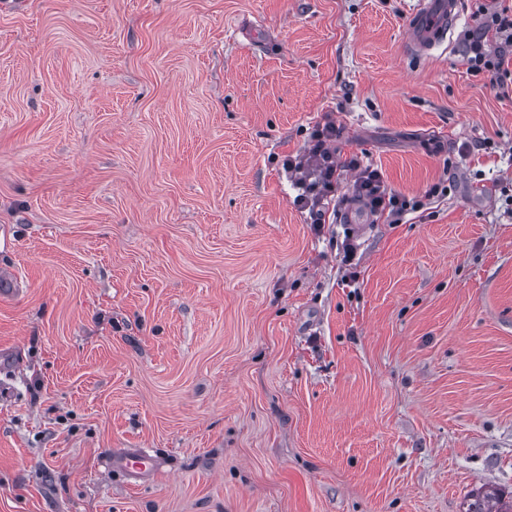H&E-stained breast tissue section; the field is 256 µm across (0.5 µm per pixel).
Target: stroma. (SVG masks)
<instances>
[{
    "mask_svg": "<svg viewBox=\"0 0 512 512\" xmlns=\"http://www.w3.org/2000/svg\"><path fill=\"white\" fill-rule=\"evenodd\" d=\"M418 0L0 9V512H460L512 492V52ZM426 212L309 224L280 161ZM358 245L343 280L346 234ZM116 448L164 462L133 484ZM457 0H424L410 16L408 51L428 53L447 39L457 25L460 13ZM492 6L475 3L472 13L473 25L463 31V41L467 47L466 61L468 70L477 76L488 73L498 78L503 72L506 49L512 48V9L500 7L492 10ZM493 32L495 39H500L497 50L489 49L488 35ZM338 127L332 121L316 125L310 132L302 152L286 155L282 168L297 191L293 205L308 212L310 224L326 223V206L343 182L344 171L359 170L352 184L353 198L362 202L372 214L391 217L397 224L407 211H416L425 205L422 200L407 199L388 188L378 168L363 169L356 158L340 159L336 148ZM469 497L472 499L463 503L462 512H512V495L510 494V501L506 502L503 500V493L496 488L471 494Z\"/></svg>",
    "mask_w": 512,
    "mask_h": 512,
    "instance_id": "obj_1",
    "label": "stroma"
}]
</instances>
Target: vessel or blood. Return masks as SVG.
<instances>
[{
	"label": "vessel or blood",
	"instance_id": "obj_1",
	"mask_svg": "<svg viewBox=\"0 0 512 512\" xmlns=\"http://www.w3.org/2000/svg\"><path fill=\"white\" fill-rule=\"evenodd\" d=\"M459 18L458 0H421L409 20V52L416 55L434 49L446 40ZM109 466L136 482L157 473L162 461L145 448H118L111 452Z\"/></svg>",
	"mask_w": 512,
	"mask_h": 512
}]
</instances>
